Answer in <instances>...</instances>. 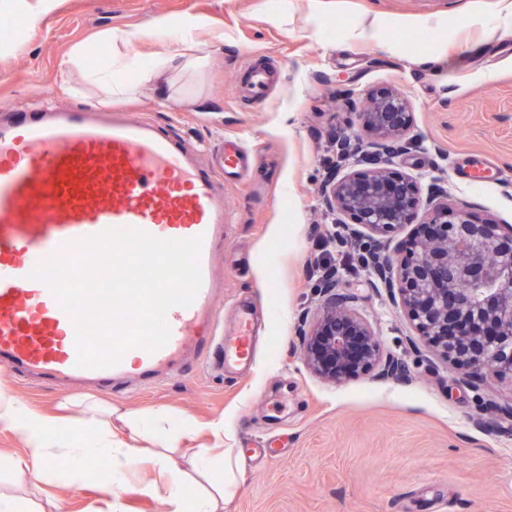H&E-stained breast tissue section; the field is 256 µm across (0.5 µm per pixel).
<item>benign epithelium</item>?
<instances>
[{
  "instance_id": "7a95c632",
  "label": "benign epithelium",
  "mask_w": 512,
  "mask_h": 512,
  "mask_svg": "<svg viewBox=\"0 0 512 512\" xmlns=\"http://www.w3.org/2000/svg\"><path fill=\"white\" fill-rule=\"evenodd\" d=\"M362 118L373 136L369 167L330 175L325 204L356 221L369 238L398 230L425 206L410 256L396 260L371 251L368 264L415 327L453 362L458 382L470 384L485 372L512 377V231L474 221L446 203L422 201L413 182L391 170L394 158L415 147L407 138L410 102L404 92H370ZM319 294L320 306L303 316L309 371L331 383L374 365L386 376L406 373L404 363L384 353L367 323L345 307L334 276L321 281Z\"/></svg>"
}]
</instances>
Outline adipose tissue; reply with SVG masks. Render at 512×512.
I'll return each instance as SVG.
<instances>
[{
    "label": "adipose tissue",
    "instance_id": "1",
    "mask_svg": "<svg viewBox=\"0 0 512 512\" xmlns=\"http://www.w3.org/2000/svg\"><path fill=\"white\" fill-rule=\"evenodd\" d=\"M151 28L163 47L151 54L144 81L153 82L161 104L176 107L196 103L197 92L190 82L208 63L200 39L201 33L210 28L208 21L193 17L176 27L170 18L162 16L152 21ZM111 41L114 49L98 67L87 66L90 48L86 45L76 46L62 59L61 93H75L68 75L80 70L87 86L100 92L102 102H122L131 96L132 86L118 78L119 73L136 67L120 49L127 35L113 32ZM70 408L67 402L52 408L24 403L0 389V430L15 434L21 441L20 452L11 457V468L18 478L41 480L52 462L61 459L67 464L68 484L79 487L88 479L87 461L104 457L109 464L97 478L118 487L131 472L145 466L155 477L144 482L142 488L149 493L163 492L167 512H223L225 500L242 482L236 451L224 445L223 416L208 421V443L198 447L185 467L171 450L182 441H196L198 432L183 417L166 411L131 417L109 401L89 400L83 402L82 412L95 436L86 439L71 429Z\"/></svg>",
    "mask_w": 512,
    "mask_h": 512
}]
</instances>
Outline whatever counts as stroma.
<instances>
[{"instance_id":"obj_1","label":"stroma","mask_w":512,"mask_h":512,"mask_svg":"<svg viewBox=\"0 0 512 512\" xmlns=\"http://www.w3.org/2000/svg\"><path fill=\"white\" fill-rule=\"evenodd\" d=\"M38 0H0V18L23 21ZM56 0L37 26L25 25L0 48V103L24 107L48 98L66 108L94 107L95 94L64 96L59 61L74 45L128 32L125 52L147 64L153 17L203 15L223 30L209 45L201 102L165 107L150 85L121 106L150 119L196 150L224 141L247 147L254 162L224 176L230 222L216 274L224 281V325L250 309L258 327L254 356L238 376L192 372L145 391L117 385L113 405L166 410L205 424L223 415L234 428L244 480L224 512H512V379L474 386L428 347L371 267L339 271L348 306L408 368L401 379L379 369L329 384L302 361L301 315L319 306L323 272L340 251L358 254L364 230L330 211L322 188L329 171L361 170L371 136L339 94L377 89L407 94L416 141L394 169L421 195L435 187L450 208L512 225V0ZM438 21L423 37L419 25ZM440 55L432 67L421 54ZM274 72L267 96L235 95L246 59ZM350 153L338 159L334 144ZM340 230L344 243L327 242ZM0 386L20 400L51 406L81 398L0 371ZM59 512H108L110 492L87 482L57 490Z\"/></svg>"}]
</instances>
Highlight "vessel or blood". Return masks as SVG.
Masks as SVG:
<instances>
[{
	"label": "vessel or blood",
	"mask_w": 512,
	"mask_h": 512,
	"mask_svg": "<svg viewBox=\"0 0 512 512\" xmlns=\"http://www.w3.org/2000/svg\"><path fill=\"white\" fill-rule=\"evenodd\" d=\"M272 80L253 63L241 85L259 100ZM215 156L213 166L201 167L156 124L108 121L95 108L36 107L0 119V366L47 384L108 392L119 380L153 386L177 377L195 358L206 373L219 367L233 374L249 364L254 322L242 312L225 331L224 283L214 272L224 248V172L242 167L244 151L220 147ZM109 228L200 238L202 282L189 306L168 311L165 346L130 349L105 368L80 367L72 317L31 272Z\"/></svg>",
	"instance_id": "obj_1"
}]
</instances>
